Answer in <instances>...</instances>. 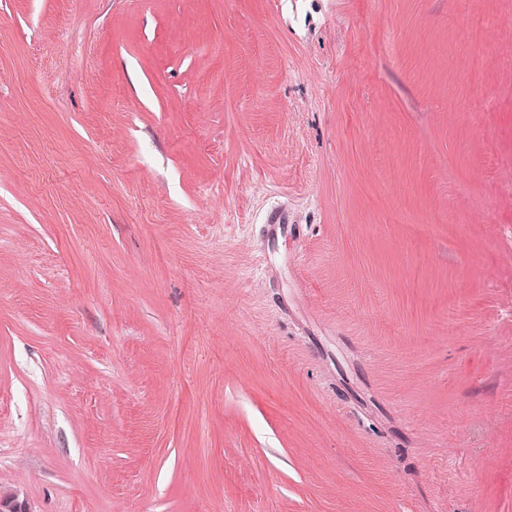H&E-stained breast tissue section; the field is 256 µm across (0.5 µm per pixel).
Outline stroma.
<instances>
[{"instance_id": "35a3bbf8", "label": "stroma", "mask_w": 512, "mask_h": 512, "mask_svg": "<svg viewBox=\"0 0 512 512\" xmlns=\"http://www.w3.org/2000/svg\"><path fill=\"white\" fill-rule=\"evenodd\" d=\"M510 227L512 0H0V488L512 512Z\"/></svg>"}]
</instances>
